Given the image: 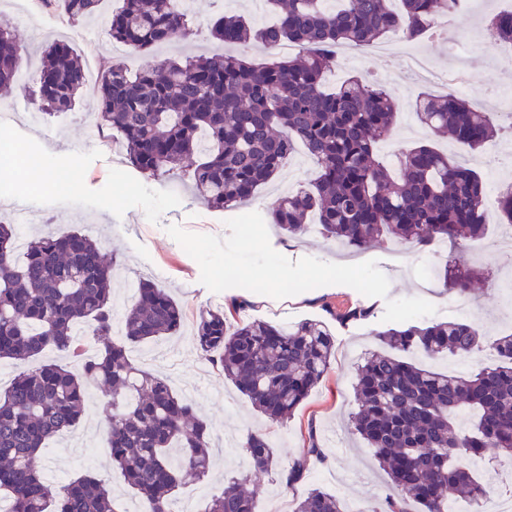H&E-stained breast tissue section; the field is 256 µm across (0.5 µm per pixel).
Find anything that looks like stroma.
<instances>
[{"instance_id": "35a3bbf8", "label": "stroma", "mask_w": 512, "mask_h": 512, "mask_svg": "<svg viewBox=\"0 0 512 512\" xmlns=\"http://www.w3.org/2000/svg\"><path fill=\"white\" fill-rule=\"evenodd\" d=\"M118 5L119 0H103L98 15L75 24L64 16L46 14L41 30L35 32L23 28L17 0H0V19L8 21L21 39L22 70L33 75L42 50L60 29L74 36L76 51L86 64L110 59L112 42L106 32V19ZM189 9L194 24L186 36L147 53L126 50L123 60L127 68L135 72L167 58L227 50L257 62L281 57V50H269L254 41L227 47L209 34L211 21L224 13L244 15L255 26L268 23L272 15L266 0H190ZM384 41L390 46L387 52H360L345 67L331 65L325 83L333 88L348 77L360 76L384 85L397 104L395 126L408 129L413 144L432 138L415 121L408 104L414 93L404 83L409 52L423 50L430 70L440 75V83L430 87L435 94H446L451 78L480 81L486 88L497 90L504 81L512 82V47L508 45L493 51L478 48L459 59L449 55L444 39L407 42L394 32ZM93 106L94 92L89 87L82 91L74 111L47 120L22 94L0 103V110L5 113L0 119V223H14V203L25 199L31 203L39 224L59 233L76 229L104 239L106 257L119 269L112 282L115 322H122L131 302L129 283L142 278L165 288L182 307L185 321L178 335L129 350L134 364L169 377L173 391L195 406L216 444L211 474L198 482L188 481L180 489L174 508L186 505L192 512H204L212 496L223 490L225 476L236 470L248 471L241 442L251 431L271 432L280 465L299 460L307 467L304 478L290 487L275 475L262 479L257 512H293L294 501L312 487L335 494L346 505L385 497L390 481L376 466L350 421L355 408L356 365L364 354L378 349L376 333L386 327L383 315L390 299L423 298L436 308L433 320L471 321L487 340L512 332V251L497 247L501 236L499 213L488 217L489 231L483 239L458 248L463 263L494 274L493 281H476L465 300L451 292H440L433 277V269L449 252V245L437 242L427 250L416 251L389 239L375 241L354 257L361 262L377 261L389 280L384 299L364 296L345 285L323 286L284 299L241 288L215 293L201 283L198 263L167 233V226L227 237L226 220L254 211L268 216L278 203L282 188L295 191L315 180L316 164L304 149H296L279 174L251 201L234 209L213 210L197 197L186 173L178 171L160 178L141 174L129 162L124 149L113 145L111 135L99 131ZM436 143L444 153L469 163L486 179L492 171L490 158L512 147V133L501 135L487 150L479 152L446 139ZM30 156L37 157L42 166L70 171L76 189L41 186L20 167L21 159ZM268 233L273 249L293 261L314 257L346 264L353 259L316 233L287 238L273 226ZM355 305L373 307V317L336 321V310ZM205 308L233 311L238 321L260 319L291 325L309 319L329 326L336 343V358L287 423L274 426L258 415L248 399L224 380L196 348L191 340L193 325L198 312ZM109 398L106 387H94L92 405L80 424L46 444L42 475L47 482L60 485L84 471L98 474L108 485L115 512H148V503L129 487L107 452V430L99 425L98 409ZM314 441L321 449L317 456L309 451Z\"/></svg>"}]
</instances>
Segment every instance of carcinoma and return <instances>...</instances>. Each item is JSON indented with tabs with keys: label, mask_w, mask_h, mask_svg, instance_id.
Segmentation results:
<instances>
[{
	"label": "carcinoma",
	"mask_w": 512,
	"mask_h": 512,
	"mask_svg": "<svg viewBox=\"0 0 512 512\" xmlns=\"http://www.w3.org/2000/svg\"><path fill=\"white\" fill-rule=\"evenodd\" d=\"M41 2L78 22L95 16L102 0ZM186 2L122 0L108 18L109 35L141 52L169 44L191 24ZM326 2L288 0L274 22L258 28L236 15L211 24V36L227 45H296L298 54L286 60L255 64L222 53L166 59L136 74L103 62L97 126L120 138L131 164L148 177L188 168L197 196L215 210L250 200L302 143L319 175L270 212V223L287 236L305 234L314 216L323 238L356 253L383 236L410 248L482 238L489 200L480 173L423 142L401 152L399 172L391 173L377 147L396 121L392 96L358 76L333 91L324 87L336 47L374 44L399 28L417 39L440 26L457 0H401V14L392 0H336L337 9ZM492 29L495 39L512 43V11L494 14ZM21 50L0 23V100L19 89L44 115L72 110L88 85L73 44L56 39L47 46L31 90L20 85ZM414 110L434 136L473 151L497 135L492 113L462 98L420 92ZM17 241L14 227L1 223L0 358L28 363L47 348L80 358L88 337L99 353L82 361L79 373L52 362L27 367L0 391V504H8L0 512H114L103 479L84 473L53 487L37 466L45 442L78 425L93 384L112 390L104 407L112 463L150 512H172L185 475L203 479L210 471V432L166 377L131 363L127 345L177 334L181 306L143 279L115 335L114 268L100 242L79 230H47L21 248ZM436 277L443 289L465 296L490 274L447 256ZM371 316L373 310L360 305L334 314L340 321ZM376 336L389 351L358 366L351 418L388 474L392 494L362 512H450L459 500L480 504L488 489L475 478L473 462L491 453L512 457V333L487 345L471 324L446 321ZM192 339L256 411L281 425L323 379L335 354L333 335L321 321L233 323L213 309L199 312ZM485 348L497 362L462 373L401 357L417 351L466 360ZM242 448L249 471L224 478L208 512H256L257 489H248L255 474L275 473L288 485L303 477L299 461L280 467L264 433H248ZM294 512L346 510L336 496L314 487Z\"/></svg>",
	"instance_id": "obj_1"
}]
</instances>
